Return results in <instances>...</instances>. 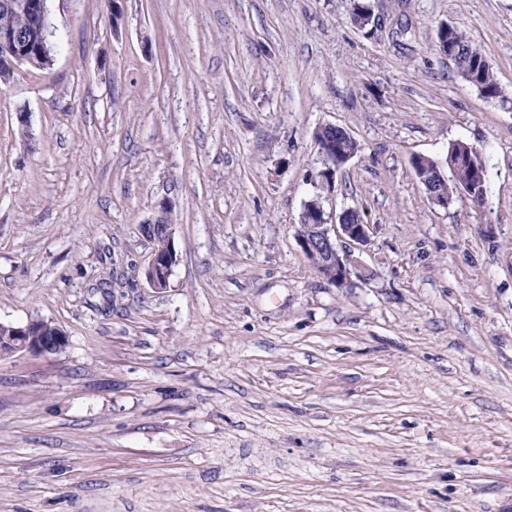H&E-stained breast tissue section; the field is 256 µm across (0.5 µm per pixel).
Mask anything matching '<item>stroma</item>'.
<instances>
[{"label": "stroma", "instance_id": "1", "mask_svg": "<svg viewBox=\"0 0 512 512\" xmlns=\"http://www.w3.org/2000/svg\"><path fill=\"white\" fill-rule=\"evenodd\" d=\"M118 2L50 0L52 65L0 85V322L67 337L0 356V512H512V0H370L372 38L351 0ZM458 141L484 205L415 175ZM314 197L377 227L350 287L296 244ZM438 28L436 50L441 51L440 44H442L444 51L448 53V58L454 62L460 76L476 87L484 97H501V90L490 63L466 33L450 24H448V30L446 31H443L440 25ZM318 131L320 139L317 143L326 165V168L321 172V176L326 180H331L336 167L350 160L340 150L338 142L341 139H354V137L346 129L337 125H325ZM344 147L348 154H357L360 151V144L355 139L345 140ZM160 215L153 221L143 224V235L154 245L155 240L163 238L165 247L157 249L153 247L149 263L145 269V279L154 290L160 291L167 288L172 267L176 262V254L173 248L174 226L167 220V208L160 206Z\"/></svg>", "mask_w": 512, "mask_h": 512}]
</instances>
